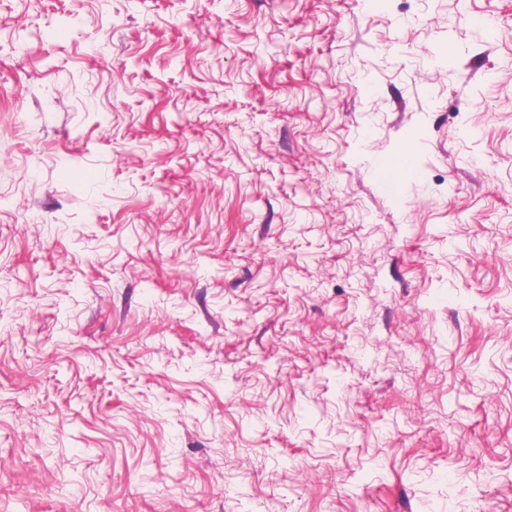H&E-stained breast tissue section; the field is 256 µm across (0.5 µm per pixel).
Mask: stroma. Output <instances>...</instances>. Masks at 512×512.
<instances>
[{"label": "stroma", "instance_id": "35a3bbf8", "mask_svg": "<svg viewBox=\"0 0 512 512\" xmlns=\"http://www.w3.org/2000/svg\"><path fill=\"white\" fill-rule=\"evenodd\" d=\"M0 512H512V0H0Z\"/></svg>", "mask_w": 512, "mask_h": 512}]
</instances>
